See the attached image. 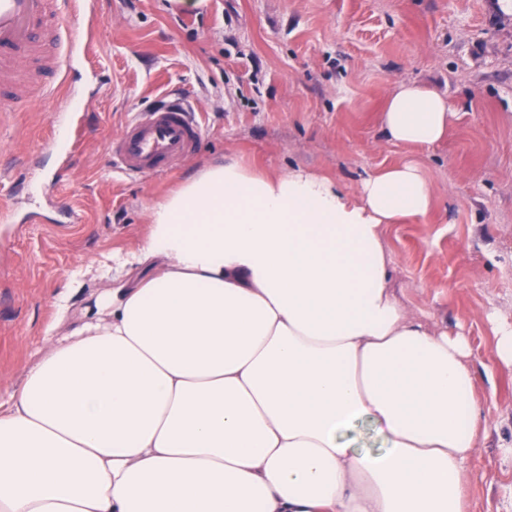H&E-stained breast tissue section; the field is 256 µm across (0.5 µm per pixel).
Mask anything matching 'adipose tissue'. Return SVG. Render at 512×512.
<instances>
[{
  "instance_id": "ef3b65f1",
  "label": "adipose tissue",
  "mask_w": 512,
  "mask_h": 512,
  "mask_svg": "<svg viewBox=\"0 0 512 512\" xmlns=\"http://www.w3.org/2000/svg\"><path fill=\"white\" fill-rule=\"evenodd\" d=\"M456 118L403 83L381 127L425 148ZM434 203L415 160L353 190L304 169L198 168L148 208L136 249L99 264L112 285L65 336L85 270L56 293L0 395V512H467L471 348L401 302L384 239ZM361 421L379 451L347 438Z\"/></svg>"
}]
</instances>
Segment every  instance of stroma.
Segmentation results:
<instances>
[{"mask_svg": "<svg viewBox=\"0 0 512 512\" xmlns=\"http://www.w3.org/2000/svg\"><path fill=\"white\" fill-rule=\"evenodd\" d=\"M100 2L104 85L77 102L82 137L52 142L50 102L0 112V194L52 182L83 213L59 224L48 199L23 196L15 223L0 224V386L21 380L72 269L137 247L146 208L203 164L302 167L353 189L363 170L413 158L436 207L388 228L393 286L435 330L467 338L482 418L468 509L512 512V367L495 354L498 328L512 325V11L499 0ZM409 81L458 114L433 147L394 145L382 131L388 96ZM170 93L200 110L201 150L173 174L114 179L110 139L127 113Z\"/></svg>", "mask_w": 512, "mask_h": 512, "instance_id": "35a3bbf8", "label": "stroma"}]
</instances>
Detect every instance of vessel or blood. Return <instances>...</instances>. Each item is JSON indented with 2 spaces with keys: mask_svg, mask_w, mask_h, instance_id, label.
<instances>
[{
  "mask_svg": "<svg viewBox=\"0 0 512 512\" xmlns=\"http://www.w3.org/2000/svg\"><path fill=\"white\" fill-rule=\"evenodd\" d=\"M97 0H0V112L53 101L54 131L80 137L71 103L77 73L95 57ZM205 128L180 99L136 112L109 145V166L126 177L169 174L200 147Z\"/></svg>",
  "mask_w": 512,
  "mask_h": 512,
  "instance_id": "b4317fda",
  "label": "vessel or blood"
}]
</instances>
